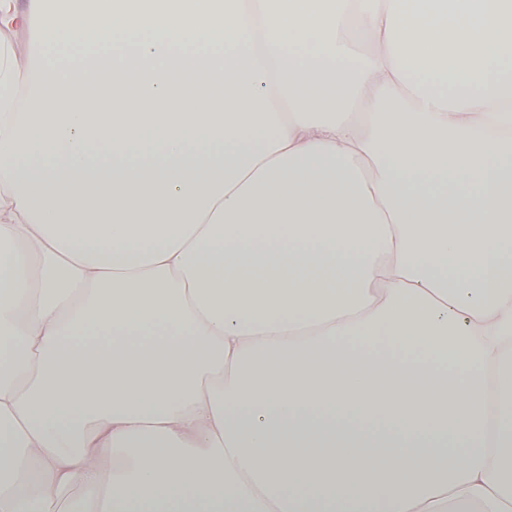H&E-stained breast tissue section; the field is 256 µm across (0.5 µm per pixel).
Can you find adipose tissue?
<instances>
[{"instance_id": "obj_1", "label": "adipose tissue", "mask_w": 512, "mask_h": 512, "mask_svg": "<svg viewBox=\"0 0 512 512\" xmlns=\"http://www.w3.org/2000/svg\"><path fill=\"white\" fill-rule=\"evenodd\" d=\"M0 512H512V0H0Z\"/></svg>"}]
</instances>
